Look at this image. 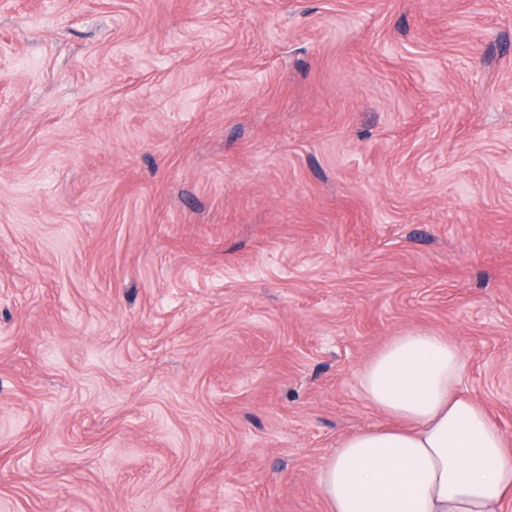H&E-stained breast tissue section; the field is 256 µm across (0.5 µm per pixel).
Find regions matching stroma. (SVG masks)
I'll return each instance as SVG.
<instances>
[{
  "mask_svg": "<svg viewBox=\"0 0 512 512\" xmlns=\"http://www.w3.org/2000/svg\"><path fill=\"white\" fill-rule=\"evenodd\" d=\"M416 330L512 442V0H0V512H327Z\"/></svg>",
  "mask_w": 512,
  "mask_h": 512,
  "instance_id": "1",
  "label": "stroma"
}]
</instances>
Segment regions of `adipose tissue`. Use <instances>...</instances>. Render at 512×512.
Masks as SVG:
<instances>
[{
	"label": "adipose tissue",
	"instance_id": "ef3b65f1",
	"mask_svg": "<svg viewBox=\"0 0 512 512\" xmlns=\"http://www.w3.org/2000/svg\"><path fill=\"white\" fill-rule=\"evenodd\" d=\"M465 364L430 331L393 337L364 367L366 399L398 419L340 441L318 480L328 512H502L512 445L459 385Z\"/></svg>",
	"mask_w": 512,
	"mask_h": 512
}]
</instances>
